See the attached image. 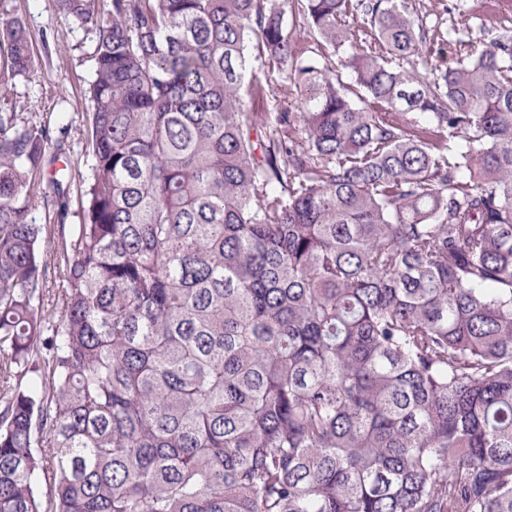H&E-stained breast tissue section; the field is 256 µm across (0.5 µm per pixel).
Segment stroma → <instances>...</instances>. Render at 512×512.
I'll return each mask as SVG.
<instances>
[{
	"instance_id": "stroma-1",
	"label": "stroma",
	"mask_w": 512,
	"mask_h": 512,
	"mask_svg": "<svg viewBox=\"0 0 512 512\" xmlns=\"http://www.w3.org/2000/svg\"><path fill=\"white\" fill-rule=\"evenodd\" d=\"M420 16L443 17L446 28L469 31L477 43L488 42L468 7L471 0H411ZM21 18L38 65L23 76L0 83V109L23 121L66 127L71 158L82 175L92 161L84 154L92 104L85 95L91 77L95 43L87 27L54 11L47 0H0V23Z\"/></svg>"
}]
</instances>
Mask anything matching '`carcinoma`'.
<instances>
[{"label": "carcinoma", "instance_id": "1", "mask_svg": "<svg viewBox=\"0 0 512 512\" xmlns=\"http://www.w3.org/2000/svg\"><path fill=\"white\" fill-rule=\"evenodd\" d=\"M49 6L93 25L92 177L66 223L69 148L0 112V512H512V32ZM271 64L298 111H255Z\"/></svg>", "mask_w": 512, "mask_h": 512}]
</instances>
